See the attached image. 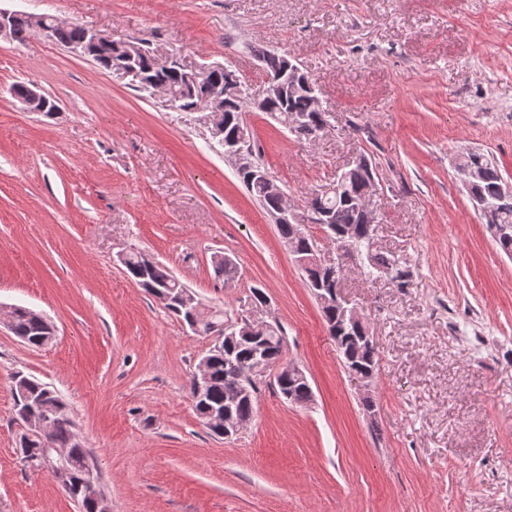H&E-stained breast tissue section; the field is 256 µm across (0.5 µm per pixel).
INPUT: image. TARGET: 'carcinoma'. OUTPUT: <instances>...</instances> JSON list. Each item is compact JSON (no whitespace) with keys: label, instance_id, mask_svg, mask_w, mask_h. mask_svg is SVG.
I'll use <instances>...</instances> for the list:
<instances>
[{"label":"carcinoma","instance_id":"1","mask_svg":"<svg viewBox=\"0 0 512 512\" xmlns=\"http://www.w3.org/2000/svg\"><path fill=\"white\" fill-rule=\"evenodd\" d=\"M43 23L49 30V36L67 47L77 46L85 40V29L81 26L63 25L50 14L43 15ZM12 27L16 41L20 44L26 43L36 35L30 15H13ZM133 43L139 47L135 64L145 76V79L138 81L136 89L148 91L157 87L167 93L169 99L182 111H193L205 96V88L188 82L181 69L162 61L157 55L158 48L152 46L149 41L135 39ZM122 58V52L115 45L110 51L98 49L92 53V59L105 69ZM263 63L267 76L279 77L283 83L280 92L268 99L265 112L298 137H318L330 126V122L328 113L316 105L317 88L308 86L312 79L302 76L294 83L288 82V59L276 53H265ZM221 107L224 111L222 126L218 129L210 128L211 137L220 146L233 140L249 149L253 148L252 138H243V114L249 107L246 93L222 99ZM468 158L475 171V178L469 188L471 199L480 198L485 201L489 208L484 214L487 224L512 228V204L504 206L499 201V191L504 181L495 163L483 152L470 153ZM375 178L376 170L370 163L362 168L344 169L336 173L332 182L319 190L318 194H310L304 207L297 211L296 220L290 224L277 225L295 259L299 260L316 250L317 239L307 230L311 221L306 216L309 204L314 203L321 211V221L317 226L325 238L347 249L365 251L368 270L385 276L401 287L409 283L410 271L403 267L399 260L372 253L373 222L360 206L367 188ZM240 180L265 210L270 211L276 206L278 197L267 183L252 181L246 175L240 177ZM121 264L133 279L145 283L144 290L148 295L161 302L186 324H191L188 311L180 303V299L190 293V290L172 275L165 265L135 249L124 254ZM301 269L305 274L307 287L312 294H317L319 288L325 286L327 271L316 263L303 264ZM195 305L200 307L195 334L224 335L226 312L214 308L208 310L202 307L198 300L195 301ZM321 310L327 331L336 343L343 364L358 365L369 372H376L379 359L374 343L370 339L362 340V337L369 336L368 328L351 330L345 327L340 313L334 306L323 305ZM9 330L32 348L45 347L55 341L52 323L46 317L39 316L27 308L13 309ZM264 336L265 364H280L285 367V371L276 379L279 393L289 390L297 400L308 398L309 392L305 385L297 382L294 375L286 371L288 363L284 361L285 336L282 326L276 321L273 322V328L267 330ZM252 353V340L240 337L208 348L205 357L210 378L209 386L203 398L193 401L195 411L202 422H207V416L211 412L221 410L226 405L231 406L236 417L242 421L253 416L255 400L239 396L243 390L242 385L227 375L231 364L248 362ZM12 391L15 409L27 406L34 409L37 415L46 414L50 418L46 435H34L27 442L19 441L20 454L41 458L51 454L54 448L69 449L65 462L68 478L61 482L60 486L77 504L79 512H95L92 502L81 491V482L91 471V454L89 449L77 440L75 424L66 403L53 387L20 372L12 377Z\"/></svg>","mask_w":512,"mask_h":512}]
</instances>
